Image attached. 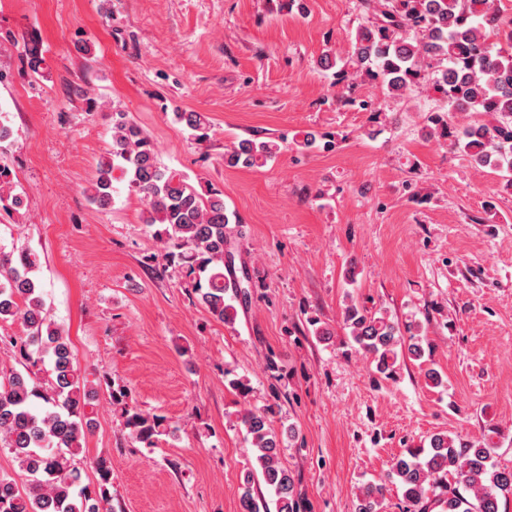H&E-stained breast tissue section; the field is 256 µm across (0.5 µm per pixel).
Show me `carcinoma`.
<instances>
[{
    "label": "carcinoma",
    "instance_id": "cac0c4a2",
    "mask_svg": "<svg viewBox=\"0 0 512 512\" xmlns=\"http://www.w3.org/2000/svg\"><path fill=\"white\" fill-rule=\"evenodd\" d=\"M364 21L350 38L344 56L326 52L318 66L332 72L335 83L351 86L361 79L382 93L402 99L430 78L434 106L426 116L424 135L462 149L479 166L504 173L512 189V16L501 0H360ZM477 112L488 120L455 125L460 114ZM175 119L207 137L210 118L195 111ZM288 146L282 141L242 139L224 153L227 167L259 168ZM146 202L142 223L155 228L162 244L161 267L186 270L187 287L218 321L233 323L235 303L248 299L253 276L236 244L238 230L224 205V193H200L189 178L157 160L154 146L125 112H112V152L97 166L86 189L90 203L107 207L112 200L114 171ZM0 207L18 212L23 195L13 192L10 171L0 166ZM38 255L28 249L0 248V321H19L24 335L9 343L25 371L0 376V443L14 454L27 485L0 476V512H112V471L103 458L85 455V435L92 423L97 383L83 376L69 338L48 318L35 277ZM356 351L371 357L386 379L397 375L405 360H421L425 337L410 326L356 303L343 313ZM51 379L37 370L45 358ZM129 437L152 448L166 434V419L126 402L124 388L104 379ZM246 441L264 484L276 497L277 512H301L294 477L280 459L282 439L272 409H247L240 415ZM494 448L444 433L430 437L429 447L410 448L391 464L387 478L401 491L405 512H500L501 499L512 495V470L500 469ZM92 467L96 487L82 484ZM248 473L241 497L243 512H268L251 492ZM385 487L368 483L359 489L358 512H379Z\"/></svg>",
    "mask_w": 512,
    "mask_h": 512
}]
</instances>
